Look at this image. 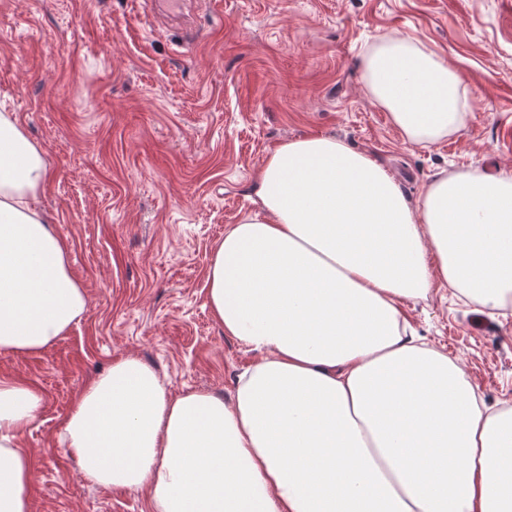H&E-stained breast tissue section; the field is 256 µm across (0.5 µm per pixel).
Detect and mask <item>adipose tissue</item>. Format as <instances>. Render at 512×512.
<instances>
[{"label":"adipose tissue","mask_w":512,"mask_h":512,"mask_svg":"<svg viewBox=\"0 0 512 512\" xmlns=\"http://www.w3.org/2000/svg\"><path fill=\"white\" fill-rule=\"evenodd\" d=\"M366 75L408 139L456 128L459 75L407 39L383 38ZM47 177L0 111L1 353L39 352L86 312L37 206ZM257 197L206 282L215 320L259 361L228 400L170 395L140 360L115 362L65 418L84 480L146 489L154 512H512V407L487 411L402 311L438 282L485 309L512 299V173L439 178L414 206L366 155L310 136L270 153ZM42 407L0 378V512H30L17 438Z\"/></svg>","instance_id":"obj_1"}]
</instances>
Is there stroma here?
I'll return each mask as SVG.
<instances>
[{
	"instance_id": "1",
	"label": "stroma",
	"mask_w": 512,
	"mask_h": 512,
	"mask_svg": "<svg viewBox=\"0 0 512 512\" xmlns=\"http://www.w3.org/2000/svg\"><path fill=\"white\" fill-rule=\"evenodd\" d=\"M139 0H0V104L43 150L38 206L68 246L87 311L39 353H0L34 387L31 512H153L147 493L86 483L61 443L81 390L122 358L177 395L231 397L255 352L211 315L216 243L257 208L268 154L332 136L368 155L418 204L437 178L512 171V0H218L196 36L142 26ZM386 35L459 74L462 123L409 142L369 93L364 58ZM402 311L460 361L482 402L512 405V303L452 288Z\"/></svg>"
}]
</instances>
